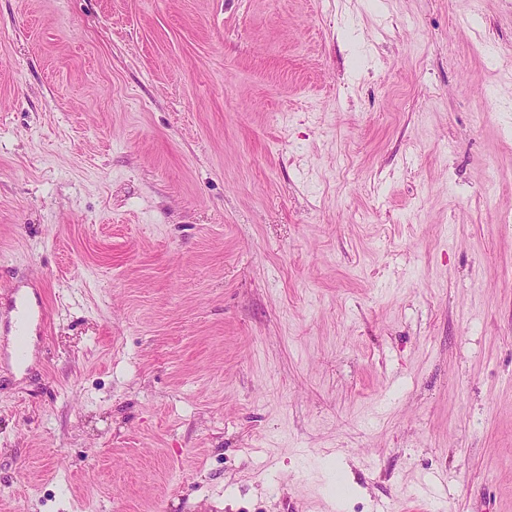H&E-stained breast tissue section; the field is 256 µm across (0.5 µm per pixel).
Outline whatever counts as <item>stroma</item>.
Here are the masks:
<instances>
[{
	"label": "stroma",
	"mask_w": 512,
	"mask_h": 512,
	"mask_svg": "<svg viewBox=\"0 0 512 512\" xmlns=\"http://www.w3.org/2000/svg\"><path fill=\"white\" fill-rule=\"evenodd\" d=\"M384 503L512 512V0H0V512Z\"/></svg>",
	"instance_id": "1"
}]
</instances>
